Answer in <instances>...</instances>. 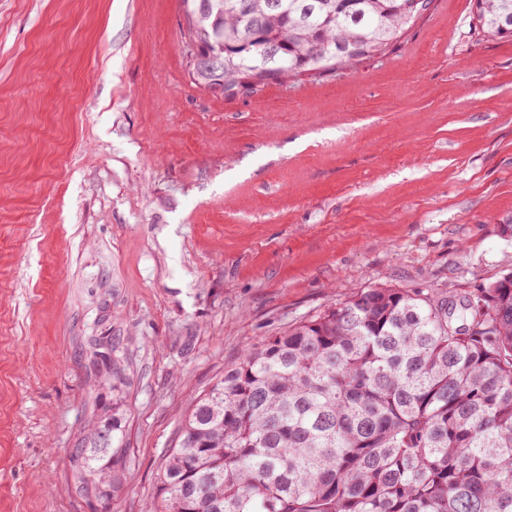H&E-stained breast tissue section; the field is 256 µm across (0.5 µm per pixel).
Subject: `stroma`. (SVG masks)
Wrapping results in <instances>:
<instances>
[{
	"label": "stroma",
	"instance_id": "35a3bbf8",
	"mask_svg": "<svg viewBox=\"0 0 512 512\" xmlns=\"http://www.w3.org/2000/svg\"><path fill=\"white\" fill-rule=\"evenodd\" d=\"M184 28L182 0H0V512H143L244 349L365 288L512 270V39L475 0L233 99ZM116 404L123 488L91 502L70 450Z\"/></svg>",
	"mask_w": 512,
	"mask_h": 512
}]
</instances>
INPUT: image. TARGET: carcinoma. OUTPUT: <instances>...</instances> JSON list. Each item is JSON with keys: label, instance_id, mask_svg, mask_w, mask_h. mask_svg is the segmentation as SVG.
Masks as SVG:
<instances>
[{"label": "carcinoma", "instance_id": "1", "mask_svg": "<svg viewBox=\"0 0 512 512\" xmlns=\"http://www.w3.org/2000/svg\"><path fill=\"white\" fill-rule=\"evenodd\" d=\"M183 0L185 34L224 40V65L197 85L231 97L242 71L274 44L277 71L254 87L328 73L357 59L339 44L388 30L362 57L394 46L412 21L400 0H246L248 14L202 13ZM512 0H477L493 36ZM455 303L429 289L365 288L246 349L193 402L145 512H512V271ZM122 418L112 439L94 426L71 450L81 490L121 486Z\"/></svg>", "mask_w": 512, "mask_h": 512}]
</instances>
